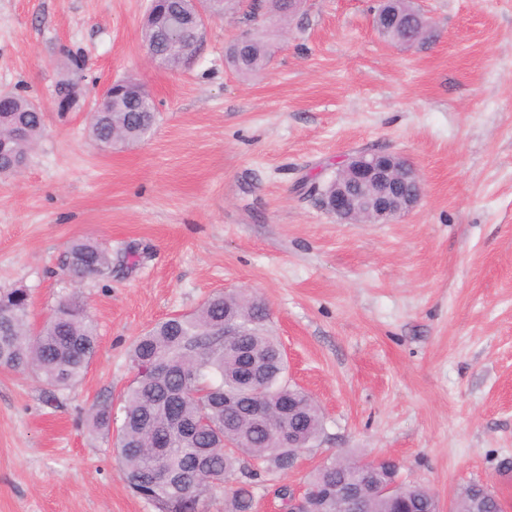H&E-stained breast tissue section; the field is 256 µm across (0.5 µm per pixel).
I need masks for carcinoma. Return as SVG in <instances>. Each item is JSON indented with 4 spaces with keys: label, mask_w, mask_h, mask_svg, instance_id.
Segmentation results:
<instances>
[{
    "label": "carcinoma",
    "mask_w": 512,
    "mask_h": 512,
    "mask_svg": "<svg viewBox=\"0 0 512 512\" xmlns=\"http://www.w3.org/2000/svg\"><path fill=\"white\" fill-rule=\"evenodd\" d=\"M405 4L393 6L392 39L409 27ZM167 16L155 15L143 30L146 48L160 53L159 63L173 69L185 65L193 51L181 34L168 32ZM237 71L244 75L263 71L269 62L265 41L254 35L236 40L228 49ZM12 118L23 130L10 139L7 153H0V177L17 173L11 160H28L42 137L45 113L33 101L7 94ZM104 111L89 116V135L98 145H130L151 134L157 108L148 95L131 103H103ZM63 272L74 282L112 275V252L98 243L75 240L68 247ZM30 304L25 289L0 291V367L32 370L50 387H66L86 372L97 348V332L86 304L72 295L60 300L39 330L32 331ZM234 318L245 325L246 335L227 342L224 321ZM270 314L257 298L220 293L187 315H175L156 323L138 337L130 358L136 378L123 395V421L115 438L117 458L124 480L138 488L157 512H202L201 504L212 486L209 479L238 476L239 487L224 502V512H252L250 488L267 472H288L294 465L288 449L273 447L281 425L271 419L261 427L248 418L246 408L231 410L226 399L244 402L247 392L241 380L243 347L265 360L261 383L295 409L288 425L295 441L307 446L320 434L322 414L311 396L288 384L280 344L269 330ZM92 429L110 431L112 405L95 404L88 414ZM166 438V451H152L154 440ZM351 456L330 457L306 477L308 488L328 493L338 483L351 485L367 473L379 482L396 464L385 462L366 470ZM431 493L406 485L400 498L376 494L367 501L366 512H431ZM452 512H499L489 501L479 508L464 486L456 493Z\"/></svg>",
    "instance_id": "obj_1"
}]
</instances>
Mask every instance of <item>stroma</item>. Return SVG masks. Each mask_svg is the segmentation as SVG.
Listing matches in <instances>:
<instances>
[{"label": "stroma", "instance_id": "stroma-1", "mask_svg": "<svg viewBox=\"0 0 512 512\" xmlns=\"http://www.w3.org/2000/svg\"><path fill=\"white\" fill-rule=\"evenodd\" d=\"M373 5L304 0L257 27L271 59L242 75L226 49L252 25L235 9L172 71L146 55L147 0H0V92L46 113L27 166L0 178V289L27 290L35 329L79 293L97 329L67 388L0 369V512H157L87 411L121 416L136 338L225 291L265 301L289 382L323 414L301 466L254 485L253 512H281L276 488L341 452L396 459L442 512L477 480L512 512V0H421L431 37L410 48L379 35ZM67 49L88 99L146 86L151 135L106 150L85 113L54 112ZM359 151L409 158L416 207L386 224L323 210L310 185ZM77 239L111 249V278L63 276Z\"/></svg>", "mask_w": 512, "mask_h": 512}]
</instances>
